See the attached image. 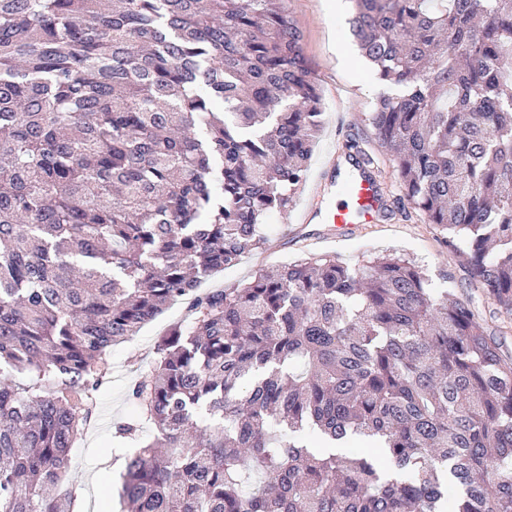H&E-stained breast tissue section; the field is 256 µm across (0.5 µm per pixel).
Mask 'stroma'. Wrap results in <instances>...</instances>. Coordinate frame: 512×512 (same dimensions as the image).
Instances as JSON below:
<instances>
[{"mask_svg":"<svg viewBox=\"0 0 512 512\" xmlns=\"http://www.w3.org/2000/svg\"><path fill=\"white\" fill-rule=\"evenodd\" d=\"M352 9L351 0L340 7L334 0H288V11L304 34L303 52L322 98V131L307 177L287 213H273L266 219V247L204 279L201 287L206 292L231 288L250 279L257 269L299 258L331 255L352 265L394 251L422 266L435 288L455 294L503 351L512 355V315L472 283L462 259L437 225L426 223L418 211L400 209L394 203L401 193L395 165L389 156L378 153L374 130L365 117L386 87L376 81L352 46L348 24ZM354 139L377 153V179L393 200L384 218L342 230L317 219L301 222L307 207L322 209L334 202L335 168L346 163L347 144ZM186 314V305L175 303L137 336L113 348L112 382L98 392L96 417L70 453L69 481L64 488L76 495L75 512H119L118 489L128 451L113 449L112 426L134 414L129 386L147 371L160 336L170 325L185 322Z\"/></svg>","mask_w":512,"mask_h":512,"instance_id":"35a3bbf8","label":"stroma"}]
</instances>
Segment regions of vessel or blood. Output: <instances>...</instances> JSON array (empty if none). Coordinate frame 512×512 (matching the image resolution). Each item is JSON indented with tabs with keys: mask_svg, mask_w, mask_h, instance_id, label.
Wrapping results in <instances>:
<instances>
[{
	"mask_svg": "<svg viewBox=\"0 0 512 512\" xmlns=\"http://www.w3.org/2000/svg\"><path fill=\"white\" fill-rule=\"evenodd\" d=\"M344 181L345 201L320 211L319 216L323 223L344 226L374 223L382 203L376 183L356 169L349 170Z\"/></svg>",
	"mask_w": 512,
	"mask_h": 512,
	"instance_id": "obj_1",
	"label": "vessel or blood"
}]
</instances>
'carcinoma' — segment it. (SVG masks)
Listing matches in <instances>:
<instances>
[{
  "instance_id": "obj_1",
  "label": "carcinoma",
  "mask_w": 512,
  "mask_h": 512,
  "mask_svg": "<svg viewBox=\"0 0 512 512\" xmlns=\"http://www.w3.org/2000/svg\"><path fill=\"white\" fill-rule=\"evenodd\" d=\"M286 3L0 0V512H73L112 348L179 299L129 389L157 436L122 512H512V356L413 260L198 292L308 172L321 98ZM349 24L398 90L366 118L403 199L511 314L512 0H354Z\"/></svg>"
}]
</instances>
